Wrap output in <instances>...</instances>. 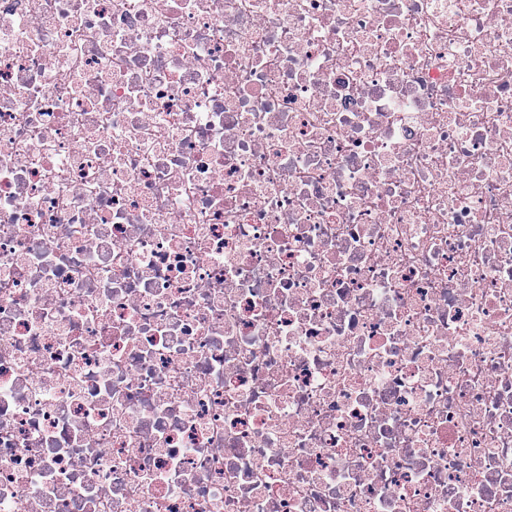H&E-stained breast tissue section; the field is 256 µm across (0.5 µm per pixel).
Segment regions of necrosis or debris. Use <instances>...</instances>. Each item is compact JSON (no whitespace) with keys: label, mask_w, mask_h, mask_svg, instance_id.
<instances>
[{"label":"necrosis or debris","mask_w":512,"mask_h":512,"mask_svg":"<svg viewBox=\"0 0 512 512\" xmlns=\"http://www.w3.org/2000/svg\"><path fill=\"white\" fill-rule=\"evenodd\" d=\"M0 512H512V0H0Z\"/></svg>","instance_id":"necrosis-or-debris-1"}]
</instances>
